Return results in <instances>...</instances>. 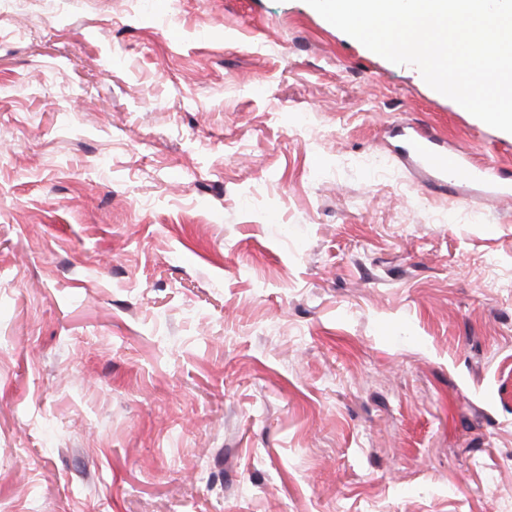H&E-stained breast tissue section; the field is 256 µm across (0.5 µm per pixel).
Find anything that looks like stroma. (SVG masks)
I'll return each instance as SVG.
<instances>
[{
  "mask_svg": "<svg viewBox=\"0 0 512 512\" xmlns=\"http://www.w3.org/2000/svg\"><path fill=\"white\" fill-rule=\"evenodd\" d=\"M492 128L306 0H0V504L512 512ZM415 132L411 150L417 162L436 177L435 183L447 185L448 180L454 183L478 181L487 187L486 192L492 196L501 198L512 196V185H503L489 180L485 170L475 166L466 152L459 151L453 156H448V149L442 140L417 128Z\"/></svg>",
  "mask_w": 512,
  "mask_h": 512,
  "instance_id": "1",
  "label": "stroma"
}]
</instances>
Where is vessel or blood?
Segmentation results:
<instances>
[{"label":"vessel or blood","instance_id":"obj_1","mask_svg":"<svg viewBox=\"0 0 512 512\" xmlns=\"http://www.w3.org/2000/svg\"><path fill=\"white\" fill-rule=\"evenodd\" d=\"M417 162L427 168L437 183L473 181L485 183L490 195L501 198L512 196V185H503L486 177L484 169L475 166L466 152L449 154L444 142L424 132H417L411 142Z\"/></svg>","mask_w":512,"mask_h":512}]
</instances>
